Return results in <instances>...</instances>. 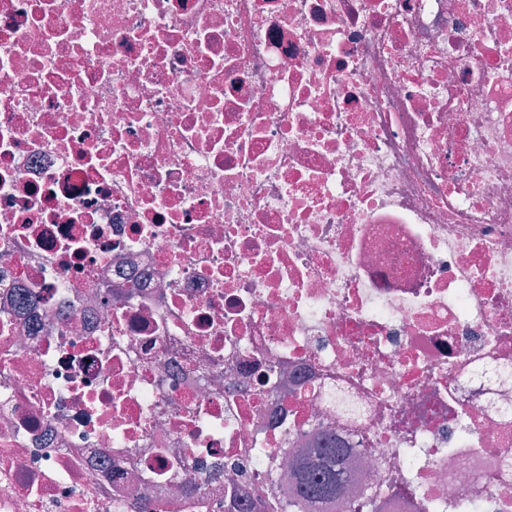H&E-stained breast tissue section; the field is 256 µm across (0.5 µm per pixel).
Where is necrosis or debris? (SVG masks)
<instances>
[{
	"mask_svg": "<svg viewBox=\"0 0 512 512\" xmlns=\"http://www.w3.org/2000/svg\"><path fill=\"white\" fill-rule=\"evenodd\" d=\"M512 512V0H0V512ZM349 448L336 447V434L326 433L313 452L301 459L293 471V485L299 503L339 507L341 491L349 479Z\"/></svg>",
	"mask_w": 512,
	"mask_h": 512,
	"instance_id": "obj_1",
	"label": "necrosis or debris"
}]
</instances>
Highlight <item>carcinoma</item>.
I'll return each instance as SVG.
<instances>
[{
  "mask_svg": "<svg viewBox=\"0 0 512 512\" xmlns=\"http://www.w3.org/2000/svg\"><path fill=\"white\" fill-rule=\"evenodd\" d=\"M351 450L336 447V434L326 433L313 452L301 459L293 471L298 502L312 506H336L349 479Z\"/></svg>",
  "mask_w": 512,
  "mask_h": 512,
  "instance_id": "obj_1",
  "label": "carcinoma"
}]
</instances>
